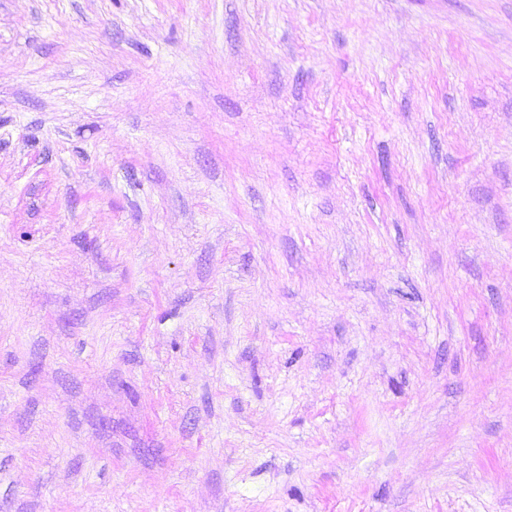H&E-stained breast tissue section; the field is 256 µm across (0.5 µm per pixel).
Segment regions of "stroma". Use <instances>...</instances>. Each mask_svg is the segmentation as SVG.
Instances as JSON below:
<instances>
[{"label":"stroma","instance_id":"35a3bbf8","mask_svg":"<svg viewBox=\"0 0 512 512\" xmlns=\"http://www.w3.org/2000/svg\"><path fill=\"white\" fill-rule=\"evenodd\" d=\"M0 512H512V0H0Z\"/></svg>","mask_w":512,"mask_h":512}]
</instances>
